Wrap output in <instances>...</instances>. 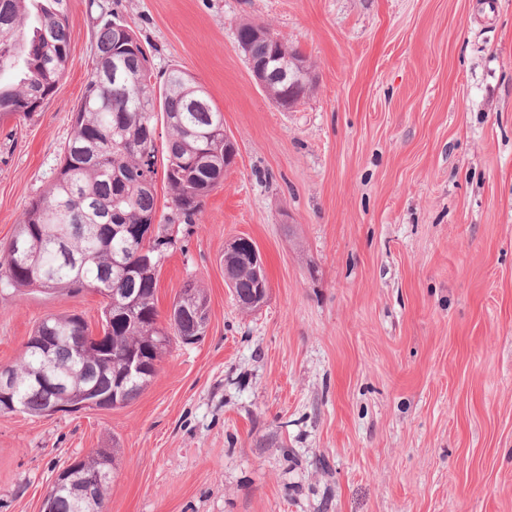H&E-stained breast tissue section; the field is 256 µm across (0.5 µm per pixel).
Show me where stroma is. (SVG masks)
Returning <instances> with one entry per match:
<instances>
[{"label": "stroma", "mask_w": 512, "mask_h": 512, "mask_svg": "<svg viewBox=\"0 0 512 512\" xmlns=\"http://www.w3.org/2000/svg\"><path fill=\"white\" fill-rule=\"evenodd\" d=\"M109 13L156 78L205 86L237 146L157 268L160 314L191 279L208 328L122 406L0 412V512H41L99 450L104 512H512V0H68L65 75L0 120V248L62 163ZM245 21L310 64L293 108L254 82ZM239 237L271 285L253 312L224 283ZM102 307L0 293V366L40 319L96 331Z\"/></svg>", "instance_id": "1"}]
</instances>
